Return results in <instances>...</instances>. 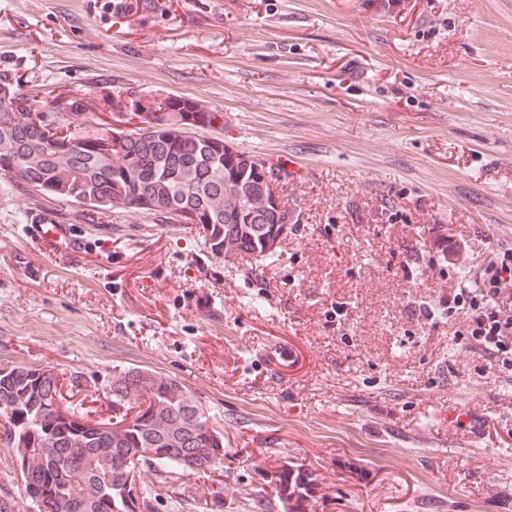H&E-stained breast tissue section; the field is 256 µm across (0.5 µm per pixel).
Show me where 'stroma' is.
Masks as SVG:
<instances>
[{
    "label": "stroma",
    "instance_id": "35a3bbf8",
    "mask_svg": "<svg viewBox=\"0 0 512 512\" xmlns=\"http://www.w3.org/2000/svg\"><path fill=\"white\" fill-rule=\"evenodd\" d=\"M0 79L47 100L175 94L224 140L300 169L276 265L198 226L0 178V363L51 367L66 404L114 414L116 371L183 382L224 433L214 474L141 466V512H284L264 473L312 481L303 512H512V380L416 316L512 247V0H0ZM51 208L65 264L23 232ZM0 499L33 512L0 448ZM442 259L448 265V272L471 273V250L468 243L461 239L448 240L447 247L442 248Z\"/></svg>",
    "mask_w": 512,
    "mask_h": 512
}]
</instances>
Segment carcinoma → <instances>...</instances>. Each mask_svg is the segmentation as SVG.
<instances>
[{"instance_id":"cac0c4a2","label":"carcinoma","mask_w":512,"mask_h":512,"mask_svg":"<svg viewBox=\"0 0 512 512\" xmlns=\"http://www.w3.org/2000/svg\"><path fill=\"white\" fill-rule=\"evenodd\" d=\"M81 98L63 104L57 122L43 120L48 102L18 93L0 80V175L40 194L88 204L96 214L112 212V200L139 213L143 198L166 204L152 211L164 217L191 208L195 224H207L206 239L216 250L224 236L238 233L250 215L253 196L265 184L259 177L240 179L224 147V113L204 102L167 95L153 99L151 112L131 110L139 126L129 132L95 128ZM185 111L200 115L189 131L164 129L160 122ZM233 192L224 194V185ZM263 234L242 242V251L269 266L277 251L264 252ZM0 369V447L28 448L19 467L24 492L35 512H133L126 496L127 477L142 463L168 473L174 469L215 472L208 460L215 450L213 438L224 434L210 415H198L185 402L189 392L170 378L166 385L143 384L132 396L112 392L115 410L125 409L114 422H91L62 403L58 381L40 383L31 373L13 375ZM14 407L15 417H3ZM165 416L174 423L170 434L155 431ZM289 509L299 512L308 494L304 477L289 482L288 467L266 474Z\"/></svg>"}]
</instances>
